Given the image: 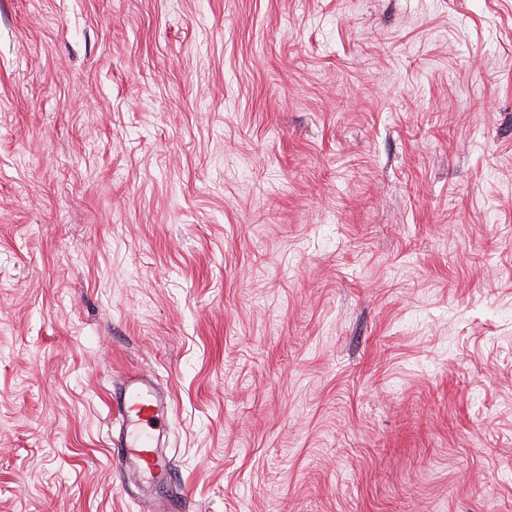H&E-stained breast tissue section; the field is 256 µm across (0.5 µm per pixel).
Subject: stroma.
<instances>
[{
  "instance_id": "1",
  "label": "stroma",
  "mask_w": 512,
  "mask_h": 512,
  "mask_svg": "<svg viewBox=\"0 0 512 512\" xmlns=\"http://www.w3.org/2000/svg\"><path fill=\"white\" fill-rule=\"evenodd\" d=\"M169 495L512 512V0H0V512ZM114 389L112 406L124 418L132 432L128 440L114 448L125 462V469L134 479L171 477L169 460L152 448L154 438L146 430L151 425L165 422L169 404L153 387L150 378L142 373L127 375Z\"/></svg>"
}]
</instances>
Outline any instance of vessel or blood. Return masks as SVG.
I'll return each instance as SVG.
<instances>
[{
  "label": "vessel or blood",
  "mask_w": 512,
  "mask_h": 512,
  "mask_svg": "<svg viewBox=\"0 0 512 512\" xmlns=\"http://www.w3.org/2000/svg\"><path fill=\"white\" fill-rule=\"evenodd\" d=\"M112 406L131 429L128 440L116 450L130 477L155 480L170 476L169 461L154 451V439L148 432L150 426L165 422L169 410L152 380L137 372L127 375L113 391Z\"/></svg>",
  "instance_id": "obj_1"
}]
</instances>
